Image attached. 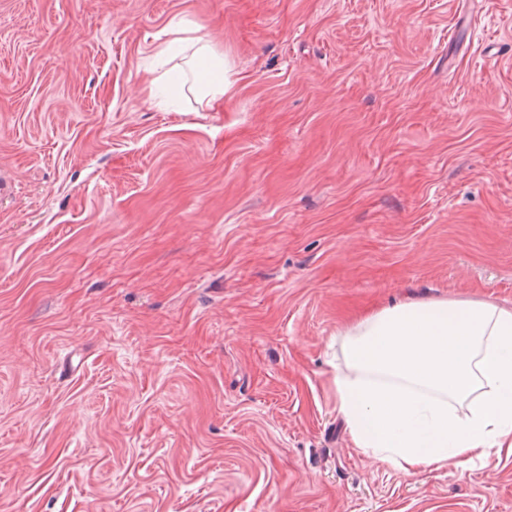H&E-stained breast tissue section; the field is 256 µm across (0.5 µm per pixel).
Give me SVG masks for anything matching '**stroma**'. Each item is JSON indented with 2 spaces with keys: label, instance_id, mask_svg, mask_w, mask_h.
<instances>
[{
  "label": "stroma",
  "instance_id": "1",
  "mask_svg": "<svg viewBox=\"0 0 512 512\" xmlns=\"http://www.w3.org/2000/svg\"><path fill=\"white\" fill-rule=\"evenodd\" d=\"M208 107L151 100L175 24ZM0 512H512L336 412L391 302L512 304V0H0ZM192 58H197L205 66V75L198 86L203 99L207 98V105L218 104L224 98V58L216 54L209 45L200 44L194 50Z\"/></svg>",
  "mask_w": 512,
  "mask_h": 512
}]
</instances>
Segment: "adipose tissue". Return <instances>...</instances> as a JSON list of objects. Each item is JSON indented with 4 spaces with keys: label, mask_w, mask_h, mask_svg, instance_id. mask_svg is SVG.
I'll return each instance as SVG.
<instances>
[{
    "label": "adipose tissue",
    "mask_w": 512,
    "mask_h": 512,
    "mask_svg": "<svg viewBox=\"0 0 512 512\" xmlns=\"http://www.w3.org/2000/svg\"><path fill=\"white\" fill-rule=\"evenodd\" d=\"M205 67L208 105L224 97V59ZM336 412L355 447L407 473L466 470L512 451V306L480 299L409 300L349 325Z\"/></svg>",
    "instance_id": "adipose-tissue-1"
}]
</instances>
